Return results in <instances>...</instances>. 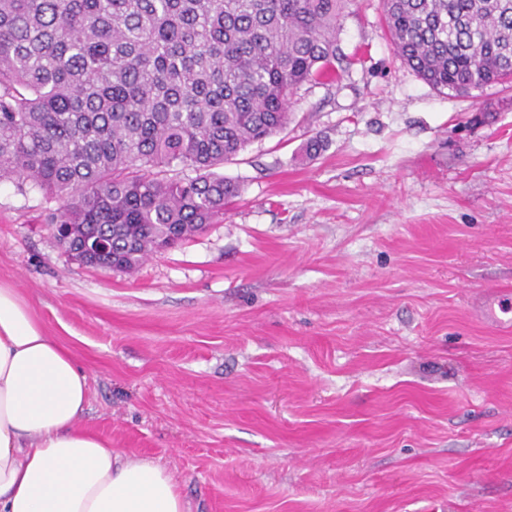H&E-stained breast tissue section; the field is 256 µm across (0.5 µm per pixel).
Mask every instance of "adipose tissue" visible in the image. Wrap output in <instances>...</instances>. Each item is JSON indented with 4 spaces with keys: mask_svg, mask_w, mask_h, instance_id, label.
I'll return each mask as SVG.
<instances>
[{
    "mask_svg": "<svg viewBox=\"0 0 512 512\" xmlns=\"http://www.w3.org/2000/svg\"><path fill=\"white\" fill-rule=\"evenodd\" d=\"M87 393L73 355L0 288V512H186L165 468L79 427Z\"/></svg>",
    "mask_w": 512,
    "mask_h": 512,
    "instance_id": "obj_1",
    "label": "adipose tissue"
}]
</instances>
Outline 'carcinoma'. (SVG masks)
<instances>
[{"mask_svg":"<svg viewBox=\"0 0 512 512\" xmlns=\"http://www.w3.org/2000/svg\"><path fill=\"white\" fill-rule=\"evenodd\" d=\"M345 0H0V180L57 202L65 251L135 270L239 194L216 169L336 76ZM438 90L512 81V0H383Z\"/></svg>","mask_w":512,"mask_h":512,"instance_id":"carcinoma-1","label":"carcinoma"}]
</instances>
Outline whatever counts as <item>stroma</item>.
Returning a JSON list of instances; mask_svg holds the SVG:
<instances>
[{
  "mask_svg": "<svg viewBox=\"0 0 512 512\" xmlns=\"http://www.w3.org/2000/svg\"><path fill=\"white\" fill-rule=\"evenodd\" d=\"M338 77L225 161L240 192L136 270L73 260L0 183V287L88 379L81 428L189 512H512V86L442 92L347 0ZM320 138L319 154L304 147ZM481 304L487 321L501 323L496 314L495 305L500 312H505L511 307V297L507 291H486L481 294Z\"/></svg>",
  "mask_w": 512,
  "mask_h": 512,
  "instance_id": "stroma-1",
  "label": "stroma"
}]
</instances>
